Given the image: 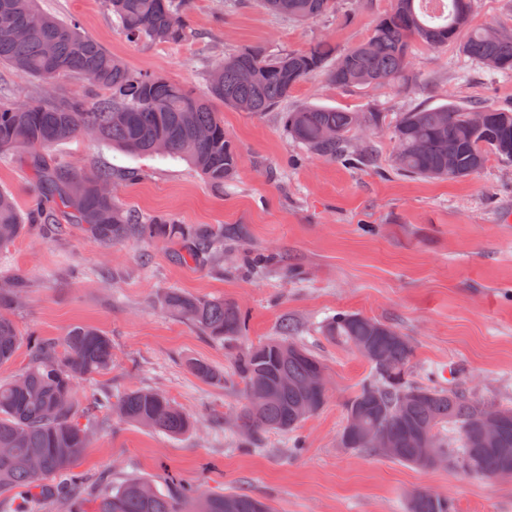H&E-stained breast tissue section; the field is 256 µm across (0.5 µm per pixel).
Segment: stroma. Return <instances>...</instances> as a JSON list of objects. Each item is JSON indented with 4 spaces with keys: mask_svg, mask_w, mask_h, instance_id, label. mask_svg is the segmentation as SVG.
<instances>
[{
    "mask_svg": "<svg viewBox=\"0 0 512 512\" xmlns=\"http://www.w3.org/2000/svg\"><path fill=\"white\" fill-rule=\"evenodd\" d=\"M41 11L75 25L131 69L206 90L208 69L224 53L261 44L269 51L303 49L320 37L345 50L367 38L374 17L391 0H339L335 12L300 24L268 12L260 0H194L188 23L194 39L179 45L129 41L105 0H37ZM415 79L406 89L339 88L313 76L301 83L289 107L321 105L382 113L370 142L375 162L328 161L288 138L282 114L224 109V130L242 162L223 192L214 191L185 161L125 154L76 137L47 149L54 162L76 172L112 168L124 206L147 216L166 214L184 224L224 231L220 265L180 263L176 243L130 238L102 250L81 227L52 236L28 229L0 249V278L28 280L10 316L20 335L62 338L77 325L103 331L112 341V368L80 381L89 403L102 391L147 387L195 415L197 428L178 438L112 420L94 429L76 468L113 482L138 476L164 487L166 477L211 491L246 492L267 500L273 512H407L409 496L426 490L451 499L457 512H512V480L471 476L440 464L424 470L378 454L341 447L345 405L369 373L356 352L328 343L321 328L339 312L395 326L414 347L418 380L437 371L474 395L512 406V162L490 158L460 180L408 176L391 165V129L403 112L450 101H481L512 109V74L491 75L456 46H416ZM76 78L50 84L20 78L0 64V98L83 96ZM28 149L0 156V188L21 210L38 200ZM136 179H126V172ZM261 256L266 270L247 271ZM299 264L295 279L280 257ZM189 294L239 304L250 321L242 346L277 336L283 321L325 361V406L296 434L263 433L243 447L240 386L203 383L185 369L194 357L224 373L233 349L215 344L161 304L163 293ZM303 448H294L295 439Z\"/></svg>",
    "mask_w": 512,
    "mask_h": 512,
    "instance_id": "35a3bbf8",
    "label": "stroma"
}]
</instances>
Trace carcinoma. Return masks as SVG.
Instances as JSON below:
<instances>
[{
	"label": "carcinoma",
	"instance_id": "carcinoma-1",
	"mask_svg": "<svg viewBox=\"0 0 512 512\" xmlns=\"http://www.w3.org/2000/svg\"><path fill=\"white\" fill-rule=\"evenodd\" d=\"M193 0H106L131 41L178 44L195 38L187 17ZM271 13L301 23L336 10V0H260ZM426 0H392L377 16L369 37L341 52L328 39L302 51L269 55L259 45L224 56L211 71L207 92L199 97L182 85L148 73L130 71L93 39L59 19L40 12L36 0H0V63L22 78L51 83L75 75L102 98L80 97L59 102L0 99V155L17 147L31 152L40 185L36 208L21 213L14 196L0 189V248L26 228L63 231L60 218L79 224L100 247L135 237H168L184 247L179 260L218 265L224 257V231L205 224H181L170 216L144 218L111 193L112 169L75 173L52 164L41 150L93 132L92 139L132 154H167L185 159L217 190L236 175L241 156L224 133V114L214 104L241 112H270L288 100L294 88L313 74L338 87H380L414 80L411 55L417 44L442 48L459 43L461 52L489 73L512 72V34L473 28L475 0H445L444 10L431 16ZM472 112L485 116L476 129ZM382 121L379 112H349L306 106L283 115L288 137L331 161L373 158V150H351V133L359 124L371 129ZM396 145L394 169L427 178L456 180L484 167L489 157L512 161V111L481 102L425 106L402 114L392 129ZM455 159L448 168V157ZM27 283L12 278L0 287V364L12 360L20 345L15 322L6 314L26 293ZM162 304L173 315L197 327L222 345L246 332L247 315L233 301L199 298L171 289ZM325 339L362 356L370 371L346 404V412H365L367 429L387 428L399 443L392 460L417 468L432 465L414 457L418 438L436 449L448 465L464 473L490 477L505 461L512 462V420L497 444L481 442V418L487 402L457 387L413 379V348L391 325L358 314L339 312L323 327ZM29 362L14 381L0 383V492L13 493L15 512H272L268 503L247 493L207 492L168 481L160 492L151 481L131 476L118 486L108 475L89 481L75 470L89 447L88 427L103 423L98 413L116 410L120 420L177 437L195 426L194 417L151 388H130L112 400L105 392L79 422L76 384L112 367V341L100 330L75 326L61 340L29 337ZM323 359L297 341L294 326L285 322L279 336L238 349L232 376L243 385L242 431L255 437L268 431L293 433L320 411L327 394L302 393V383ZM187 370L205 383H225L224 373L205 360L191 358ZM288 376L293 385L280 386ZM310 410L295 415L303 401ZM93 483V509L77 494ZM408 512H456L448 497L419 491Z\"/></svg>",
	"mask_w": 512,
	"mask_h": 512
}]
</instances>
